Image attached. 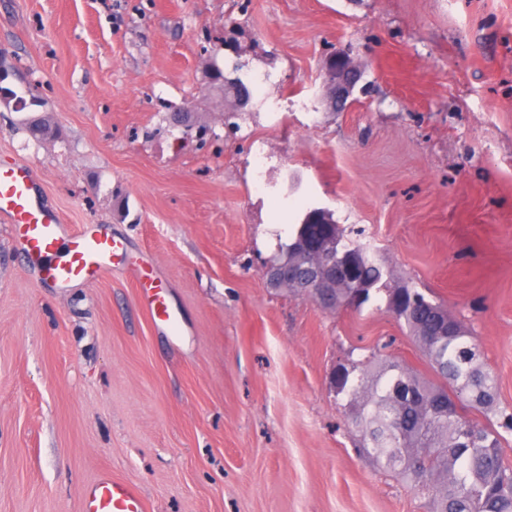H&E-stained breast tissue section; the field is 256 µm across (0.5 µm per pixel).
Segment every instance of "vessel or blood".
<instances>
[{"mask_svg": "<svg viewBox=\"0 0 512 512\" xmlns=\"http://www.w3.org/2000/svg\"><path fill=\"white\" fill-rule=\"evenodd\" d=\"M32 167L23 161L0 166V219L16 227V241L29 264L36 266L46 283L62 286L74 281L97 280L111 270L124 251L122 241L97 230L72 231L58 216L46 211L35 197ZM130 273L144 289V307L171 332L179 322L154 290V281L141 266ZM140 488L130 481H118L104 473L86 489L82 512H144Z\"/></svg>", "mask_w": 512, "mask_h": 512, "instance_id": "obj_1", "label": "vessel or blood"}]
</instances>
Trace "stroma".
Returning a JSON list of instances; mask_svg holds the SVG:
<instances>
[{"instance_id": "1", "label": "stroma", "mask_w": 512, "mask_h": 512, "mask_svg": "<svg viewBox=\"0 0 512 512\" xmlns=\"http://www.w3.org/2000/svg\"><path fill=\"white\" fill-rule=\"evenodd\" d=\"M345 45L371 91L335 112L320 72ZM0 50L58 130L0 107V162L124 241L181 322L120 265L44 283L0 221V512H81L103 471L147 512H428L355 450L332 384L379 338L425 373L422 352L373 304L270 288L266 262L330 211L444 302L512 404V0H0ZM213 61L269 77L233 136ZM128 269L140 288L144 289L146 293L144 307L148 314L154 320L162 322L173 334H177L179 331L178 318L169 311L164 298L158 292L150 293L151 290L159 288L154 285L150 274L139 265H131Z\"/></svg>"}]
</instances>
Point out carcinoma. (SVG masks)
I'll return each mask as SVG.
<instances>
[{
  "label": "carcinoma",
  "instance_id": "carcinoma-1",
  "mask_svg": "<svg viewBox=\"0 0 512 512\" xmlns=\"http://www.w3.org/2000/svg\"><path fill=\"white\" fill-rule=\"evenodd\" d=\"M208 76L224 98L239 102L238 88L250 85L214 63ZM0 104L23 111L44 107L33 91L27 97L0 86ZM30 137L57 134L45 115L25 119ZM331 237L328 261L344 273L327 281L334 309L360 312L374 295L404 326L424 353L429 379L384 354L383 343L364 359H348L336 374V394L347 397L357 448L377 467L427 492L430 512H512V465L504 462L501 431L512 433V406L498 397V377L481 359L475 338L426 289L388 276L384 260L367 243L353 241L333 214L311 210L279 243L269 262L277 264L307 245L319 248ZM472 408L489 421L479 425L461 414Z\"/></svg>",
  "mask_w": 512,
  "mask_h": 512
}]
</instances>
